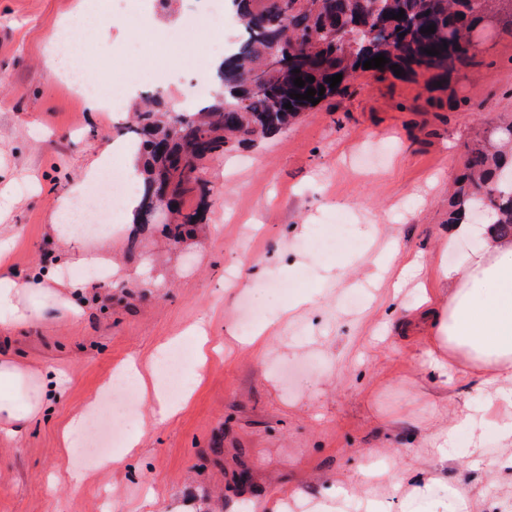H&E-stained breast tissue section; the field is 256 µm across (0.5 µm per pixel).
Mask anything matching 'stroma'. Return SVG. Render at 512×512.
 <instances>
[{
    "label": "stroma",
    "mask_w": 512,
    "mask_h": 512,
    "mask_svg": "<svg viewBox=\"0 0 512 512\" xmlns=\"http://www.w3.org/2000/svg\"><path fill=\"white\" fill-rule=\"evenodd\" d=\"M79 0H0V237L12 240L20 277L111 252L119 275L92 281L70 320L0 327V354L40 372L64 371V391L13 438L0 436V512H235L239 502L288 491L309 503L351 492L361 512V470L380 460L396 470H430L429 438L448 412L478 406L477 381H435L424 352L428 332L403 340L418 285L439 286L441 267L478 240L448 247V189L465 171L479 134L512 115V27L491 25L470 62L447 83L368 72L271 138L233 145L201 166L213 192L182 198L204 219L180 239L163 225L121 224L70 243L52 230L59 195L83 180L103 152L129 141L134 99L119 113L87 111L81 97L47 75L52 31ZM200 0H136L137 28L123 16L86 38L84 59L119 78L154 73L162 30ZM207 37L184 32L163 99L180 92ZM279 280L320 306L292 319L263 284ZM365 296L347 306L350 292ZM270 324L264 351L233 342L246 298ZM204 322L211 345L189 402L158 424L138 398L132 454L112 451L111 470L80 465L61 432L128 358L148 363L155 348ZM460 436L448 480L422 505L439 512L449 485L466 487L477 512L512 506V477L489 476L500 455ZM86 468L80 489L70 470Z\"/></svg>",
    "instance_id": "stroma-1"
}]
</instances>
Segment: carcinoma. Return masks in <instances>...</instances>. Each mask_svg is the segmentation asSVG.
<instances>
[{"instance_id": "cac0c4a2", "label": "carcinoma", "mask_w": 512, "mask_h": 512, "mask_svg": "<svg viewBox=\"0 0 512 512\" xmlns=\"http://www.w3.org/2000/svg\"><path fill=\"white\" fill-rule=\"evenodd\" d=\"M508 3L512 0H232L243 37L217 70L221 91L197 112L173 117L154 98L137 112L138 126L130 132L143 157V189L134 223H152L153 188L160 176L175 179L176 195L211 194L209 182L196 181L193 169L233 141L272 137L294 124L313 104L291 97L293 93L322 85L327 98L338 91L327 78L354 76L379 54L388 59L383 68L372 69L379 77L393 73L394 64L414 77L446 74L467 64L471 56L458 50L461 40ZM401 11L404 17L392 18ZM432 24L435 32H421ZM432 47L438 55L426 53ZM275 51L288 54L294 63L268 74L266 92L251 90V74ZM297 77L304 86L294 85ZM309 77L315 81L307 82ZM288 102L290 109L284 107ZM506 148L512 150L511 119L469 149L466 173L452 194L449 223L465 220L481 207L495 217L487 226L489 234L512 236V191L477 198L481 187L498 181L504 171L512 187V154L502 157ZM200 221L199 212L180 211L169 231L178 239L182 229Z\"/></svg>"}]
</instances>
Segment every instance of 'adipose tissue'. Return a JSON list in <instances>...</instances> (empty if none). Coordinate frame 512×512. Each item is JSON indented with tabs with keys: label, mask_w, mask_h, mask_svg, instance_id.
<instances>
[{
	"label": "adipose tissue",
	"mask_w": 512,
	"mask_h": 512,
	"mask_svg": "<svg viewBox=\"0 0 512 512\" xmlns=\"http://www.w3.org/2000/svg\"><path fill=\"white\" fill-rule=\"evenodd\" d=\"M97 13L96 0H89L56 29L53 40L59 51L48 63L49 74L71 73L80 65L82 36L93 31ZM440 278L444 293L424 295L417 310L418 322L431 334V370L443 378L460 373L477 377L483 401L479 407L456 410L447 429L432 436L435 471L428 478L378 471V479L396 488L412 482L414 501L424 498L455 460L460 432H468L476 449L488 433L512 447V239L485 236L480 248L463 252L455 266L441 268ZM61 279L58 272L19 279L1 267L0 325L29 326L50 317L76 316L73 303L56 290ZM59 384L56 375L0 356V433H20L46 410Z\"/></svg>",
	"instance_id": "adipose-tissue-1"
}]
</instances>
